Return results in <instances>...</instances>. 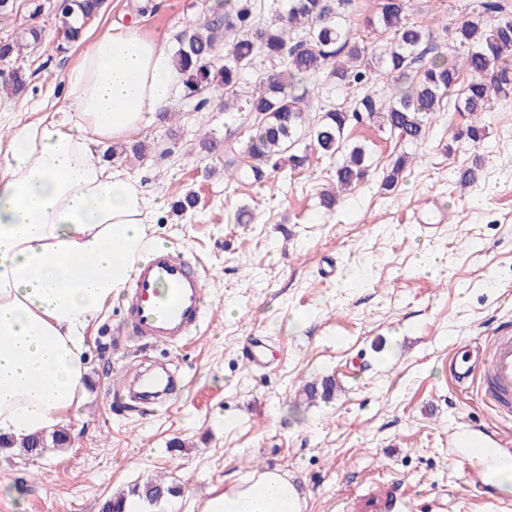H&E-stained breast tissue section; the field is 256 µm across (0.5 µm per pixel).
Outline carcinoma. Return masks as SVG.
<instances>
[{"mask_svg":"<svg viewBox=\"0 0 512 512\" xmlns=\"http://www.w3.org/2000/svg\"><path fill=\"white\" fill-rule=\"evenodd\" d=\"M353 2L287 0L285 9H274L265 20L257 0H219L210 15L186 22L173 53L185 104L198 111L211 96L220 95L226 110L262 115L245 146L250 162L244 177L261 178L260 164L285 152L293 166H303L308 154L298 145L307 139L321 155L341 157L336 192L322 195L328 210L339 202L340 192L362 181L371 167L367 150L347 143L349 125L375 120L399 140L416 144L425 136L428 116L440 111L444 98L456 91L457 108L472 122L454 132L453 140L479 144L486 136L482 114L491 110L493 99L512 96V17L502 15L498 0H484L483 12L456 23L453 62L436 56L414 74L411 65L420 57L426 34L405 18L410 0H382L376 23L393 32V39L378 52L352 40L345 14ZM101 6L102 0H56L55 16L64 41H78ZM327 69L341 88L366 84L373 73L383 72L392 78L388 99L368 91L352 109H330L312 122L304 108L315 93V79ZM249 71L257 73L259 86L242 97L238 85ZM463 72L468 82L459 91ZM408 161L407 154L396 159L385 177L386 189L396 186ZM335 389L336 382L327 379L303 392L313 401L318 396L330 398ZM175 492V486L155 480L143 485L141 497L155 505Z\"/></svg>","mask_w":512,"mask_h":512,"instance_id":"obj_1","label":"carcinoma"}]
</instances>
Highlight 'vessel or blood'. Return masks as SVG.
I'll return each instance as SVG.
<instances>
[{
  "label": "vessel or blood",
  "mask_w": 512,
  "mask_h": 512,
  "mask_svg": "<svg viewBox=\"0 0 512 512\" xmlns=\"http://www.w3.org/2000/svg\"><path fill=\"white\" fill-rule=\"evenodd\" d=\"M204 280L199 269L168 247L153 250L132 282L127 325L134 336L151 343H179L200 323ZM457 383H478L482 401L500 418H512V328L497 332L480 372H455ZM171 384L168 373L143 381L142 396L154 400Z\"/></svg>",
  "instance_id": "obj_1"
}]
</instances>
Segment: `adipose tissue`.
<instances>
[{
    "mask_svg": "<svg viewBox=\"0 0 512 512\" xmlns=\"http://www.w3.org/2000/svg\"><path fill=\"white\" fill-rule=\"evenodd\" d=\"M167 45L136 25L98 32L67 75L69 110L14 125L0 156V434L49 435L80 407L90 321L161 245L138 177L108 171L100 145L168 107ZM277 470L233 480L202 512H302Z\"/></svg>",
    "mask_w": 512,
    "mask_h": 512,
    "instance_id": "ef3b65f1",
    "label": "adipose tissue"
}]
</instances>
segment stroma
Listing matches in <instances>:
<instances>
[{
    "instance_id": "obj_1",
    "label": "stroma",
    "mask_w": 512,
    "mask_h": 512,
    "mask_svg": "<svg viewBox=\"0 0 512 512\" xmlns=\"http://www.w3.org/2000/svg\"><path fill=\"white\" fill-rule=\"evenodd\" d=\"M14 0L0 14V39L41 29L40 41L0 64L24 76L22 93L0 90L12 109L0 126L34 123L64 109L67 72L83 42L60 49L51 9ZM379 0H355L347 25L371 47L390 35L368 27ZM482 0H413L409 21L429 33L435 53L452 55L448 31L480 12ZM212 0H105L84 37L114 21L174 44L186 18ZM260 120L225 112L214 99L184 107L113 143L109 167L139 177L162 200L150 219L204 275L206 309L179 345H147L122 335L123 301L87 330L84 401L66 427L71 441L42 455L0 453V512H100L117 494L162 477L178 489V512H199L236 476L277 469L305 493L304 512H496L512 487L467 455L479 429L498 437L494 455L512 460V422H500L451 367L478 364L492 331L512 323V98L484 117L480 145L453 141L467 114L441 110L422 143L403 146L373 122L352 125L348 143L365 146L367 180L333 210L320 203L335 160L312 154L300 168L263 163L254 181L233 177L231 161ZM212 146L203 149L202 138ZM142 143L133 158L125 147ZM413 160L394 190L384 174L402 152ZM472 185L460 173L474 163ZM194 194L197 206L174 214ZM425 214L436 224L425 232ZM266 343L267 363L245 362L250 337ZM164 364L181 381L164 407L118 405L112 389L143 368ZM336 381L331 398L308 402L302 388Z\"/></svg>"
}]
</instances>
